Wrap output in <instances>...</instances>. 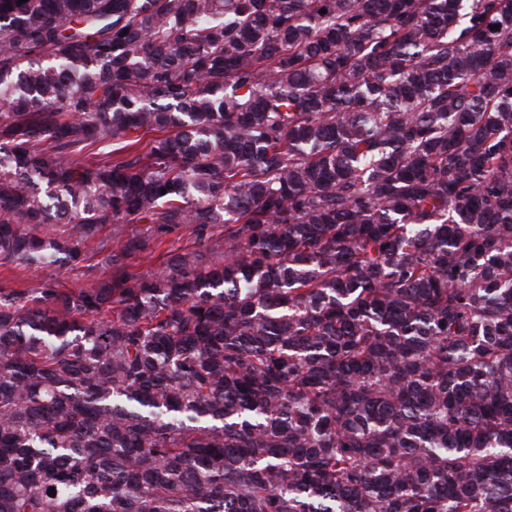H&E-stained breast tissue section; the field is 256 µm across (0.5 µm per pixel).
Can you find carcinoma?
Here are the masks:
<instances>
[{
	"instance_id": "obj_1",
	"label": "carcinoma",
	"mask_w": 512,
	"mask_h": 512,
	"mask_svg": "<svg viewBox=\"0 0 512 512\" xmlns=\"http://www.w3.org/2000/svg\"><path fill=\"white\" fill-rule=\"evenodd\" d=\"M80 264L0 512H512V0H0V267ZM194 239L195 235H193L192 225H183L175 228L172 232L164 236L165 243L156 250L155 254H152V252L156 247V242H150L148 249L141 254V257L138 260L134 262V264L137 266L136 270H157L159 265L157 264L155 257L161 250L167 247L179 248L186 245H191Z\"/></svg>"
}]
</instances>
